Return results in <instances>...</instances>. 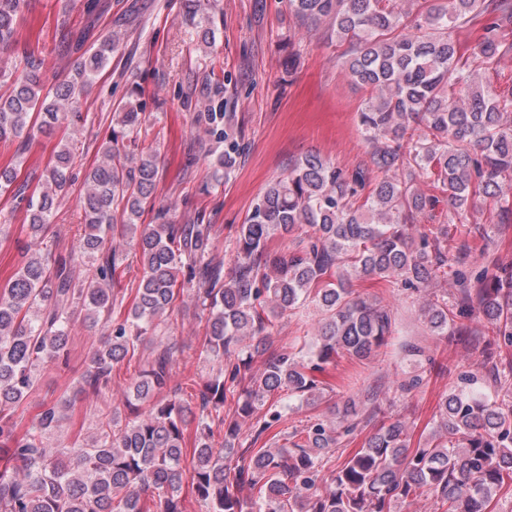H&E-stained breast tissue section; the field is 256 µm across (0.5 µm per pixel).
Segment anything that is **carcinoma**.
I'll list each match as a JSON object with an SVG mask.
<instances>
[{
  "mask_svg": "<svg viewBox=\"0 0 512 512\" xmlns=\"http://www.w3.org/2000/svg\"><path fill=\"white\" fill-rule=\"evenodd\" d=\"M26 0H0V50L16 43ZM288 0V11L311 27L328 23L330 37L346 46L342 65L366 91L358 125L371 145L366 165L344 170L318 153L297 159L288 175L272 181L236 235L229 275L211 256L210 224L138 225L154 206L157 155L126 140L143 121V106L121 108L122 132L102 145L101 159L81 193L86 234L79 250L42 252L44 233L58 199L68 194L70 170L81 141L60 140L45 168L38 195L25 196L13 172L0 174V191L25 200L32 232L23 264L0 283V512H185L180 492L192 491L205 512H394L397 503L434 499V512H493L512 495V406L474 391L478 378L443 395L430 440L411 447L405 421L393 418L363 448L332 460L342 438L361 423L355 401L339 420L313 416L273 448L255 444L281 421L272 395L316 408L326 397L318 379L339 358L373 357L396 332L391 308L354 289L375 279L392 288L421 290L447 265L456 245L448 228H420L435 197L416 185L423 176L448 197L455 211L484 195L512 215V91L479 79L473 66H490L503 51L512 25V0ZM192 26L202 29L203 50L215 46L202 27L203 0H187ZM486 18L473 57L462 59L453 33ZM116 35L84 52L73 73L55 87L38 66L16 74L0 96V141L47 133L68 113L120 48ZM229 101L220 87L199 112L206 131L224 141L217 158L232 170L244 153L241 136L221 125ZM304 234L289 251H273V235ZM142 267L127 317L111 322L117 269L125 247ZM86 278L76 277L84 258ZM187 285L207 334L200 355L224 371L169 388L175 346L160 350L132 379L125 403L132 418L99 420L90 442L50 447L65 420L64 402H41L31 424L17 415L35 391L40 369L65 365L71 326L108 322L77 394L97 397L112 369L167 319L176 289ZM479 310L492 326L493 343L512 345V266H499L478 291ZM321 312L319 333L305 354L272 348L275 322L306 302ZM421 316L433 336H452L466 314L461 302L428 300ZM262 368H252L255 357ZM164 398L158 395L164 391ZM234 403L233 413L224 406ZM196 423L192 456L185 431ZM250 436H244V426ZM224 431L215 443L214 429Z\"/></svg>",
  "mask_w": 512,
  "mask_h": 512,
  "instance_id": "1",
  "label": "carcinoma"
}]
</instances>
